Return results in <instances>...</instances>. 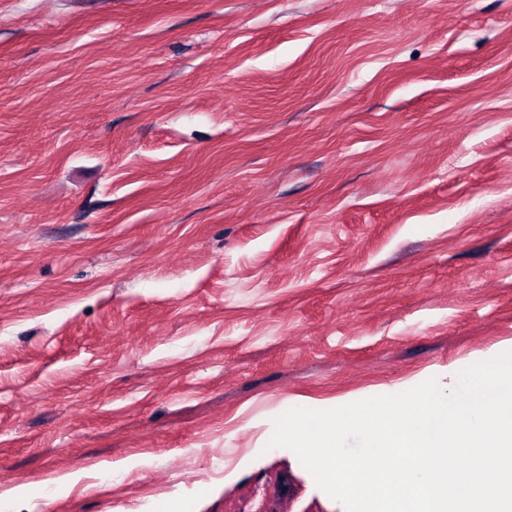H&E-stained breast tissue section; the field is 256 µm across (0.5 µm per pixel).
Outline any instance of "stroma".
Segmentation results:
<instances>
[{
  "label": "stroma",
  "mask_w": 512,
  "mask_h": 512,
  "mask_svg": "<svg viewBox=\"0 0 512 512\" xmlns=\"http://www.w3.org/2000/svg\"><path fill=\"white\" fill-rule=\"evenodd\" d=\"M509 342L512 0H0L10 512H345L274 418Z\"/></svg>",
  "instance_id": "obj_1"
}]
</instances>
